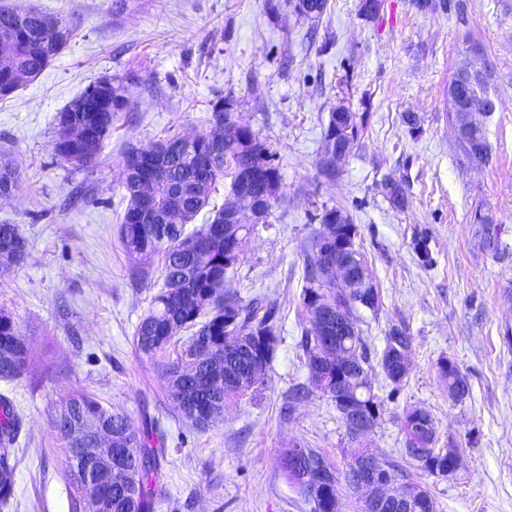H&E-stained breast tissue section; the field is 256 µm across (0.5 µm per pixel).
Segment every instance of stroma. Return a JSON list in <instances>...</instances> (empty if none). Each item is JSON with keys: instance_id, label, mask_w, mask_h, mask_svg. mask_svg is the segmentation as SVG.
I'll return each instance as SVG.
<instances>
[{"instance_id": "35a3bbf8", "label": "stroma", "mask_w": 512, "mask_h": 512, "mask_svg": "<svg viewBox=\"0 0 512 512\" xmlns=\"http://www.w3.org/2000/svg\"><path fill=\"white\" fill-rule=\"evenodd\" d=\"M435 3L421 11L412 0H383L366 18L360 0H328L311 21L287 0H135L119 15L112 0H0L74 24L40 75L0 100V163L21 177L19 191L0 200V224L16 225L29 242L26 262L0 277V308L28 337L32 357L25 377L0 380V396L22 417L14 490L0 512H69L53 419L79 389L133 426L143 411L154 415L165 450L155 512H312L283 474L284 450L308 440L341 470L353 445L329 398L311 397L286 417L280 407L308 377L298 347L310 326L303 257L331 208L356 224L380 293L376 311H358L373 358L391 326L413 338L396 400L382 369L371 374L386 402L365 447L399 455L403 413L426 409L438 447L461 454L452 479L413 473L435 512H512V0ZM475 50L493 71L497 100L495 112L475 116L491 147L483 164L462 157L446 106L454 73ZM99 80L123 83L132 106L115 118L96 163L80 168L54 154L56 115ZM217 104L269 146L279 168L269 224L247 238L225 288L276 304L282 341L266 386L200 431L176 416L166 380L133 348L163 281L156 266L133 275L118 228L125 152L207 131ZM339 105L365 115L366 131L329 180L317 162ZM388 178L404 204L385 192ZM478 213L493 217L496 242ZM423 237L430 267L414 251ZM444 357L469 380L464 401L438 375Z\"/></svg>"}]
</instances>
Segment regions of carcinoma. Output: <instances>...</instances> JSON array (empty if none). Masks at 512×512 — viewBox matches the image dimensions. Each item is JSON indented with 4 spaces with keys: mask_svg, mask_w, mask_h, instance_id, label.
I'll use <instances>...</instances> for the list:
<instances>
[{
    "mask_svg": "<svg viewBox=\"0 0 512 512\" xmlns=\"http://www.w3.org/2000/svg\"><path fill=\"white\" fill-rule=\"evenodd\" d=\"M293 10L298 15L315 19L327 9V0H293ZM10 8L0 7V100L9 98L25 81L35 79L64 48L73 32V22L62 16L45 14L38 10L21 19H14L11 28L3 26L4 16ZM89 84L81 94L58 113L59 123L67 122L78 133L62 151L55 155L70 164L86 166L92 163L104 138L112 131L116 114L130 108V98L120 82L110 83L112 111L84 112L78 103L84 101ZM211 130L194 136V152L190 156L161 151L153 155L152 166L168 172L171 178H189L196 181L195 192L179 203L182 220L166 225L163 233L156 231L154 224H132L129 218L150 186L144 183L140 168L131 163L132 151H127L123 161L124 189L127 206L119 225V240L131 268H141L160 259L163 286L152 297L151 306L138 322L133 336L134 349L139 357L153 363L169 383L170 398L174 411L184 421L204 430L224 417V407L265 385L267 371L276 348L281 342L277 326V308L273 304L263 306L255 301L245 303L242 298L224 290V280L235 270L239 256L224 248V225L227 224V205L210 206L212 195L224 183L227 197L238 191L237 176L248 164L268 167V177L244 193L241 203L259 211L262 223H269L272 209L278 201L281 181L279 170L271 165L270 149L255 133H249L247 142L230 134L233 125L231 114L222 107L213 108L209 119ZM363 130L355 113L349 111L340 118V123L328 122L324 131V143L341 141L346 137L355 142ZM455 140L465 158L471 162L490 158V148L483 128L469 131L466 135L455 134ZM220 144L221 152L211 156V146ZM211 208L205 224L192 230L193 223L205 208ZM29 253L28 240L14 224H0V275L21 265ZM343 256L337 254L332 263H327L313 241L304 259L306 286L302 293V304L311 316H316L319 298L328 294L340 303L345 313L351 316L348 326L332 333L331 341L316 330L306 331L300 339L309 369L308 382L298 383L291 390L288 403H301L319 393L336 405L341 413L349 440L358 437L352 433L346 415L343 414L341 389L345 382L349 388L363 398L362 419L371 427L379 424L384 400L372 393L371 348L357 325L355 312L358 307L376 310L380 303L377 288H359L340 271ZM186 332L188 336L174 352L170 348L177 344L176 337ZM209 347L222 357L218 367L204 366L197 374L185 371V365L196 356L199 345ZM266 348V361L253 366V359L261 348ZM412 336L406 330L392 327L385 336V346L378 361L386 379L391 384L387 399L399 395L405 375L394 363L400 349L411 350ZM31 364L26 337L20 333L13 317L0 310V380L13 381L24 377ZM440 378L455 392L454 400L462 401L470 396V385L457 365L449 358L437 363ZM96 418L111 434L107 447L123 446L140 450L141 456L129 454L122 467L123 482L104 486L84 482L76 478L71 465V454L64 455L62 467L67 473L72 491L70 512H95L100 492L110 494V512H154L161 491V459L164 448L153 433L148 421H143L139 430L134 429L128 417L106 406L93 394L84 390L72 392L61 404L54 420V429L64 447L71 448L70 435L80 428L83 419ZM21 427V418L10 402L0 398V501L8 500L13 492L14 473L17 461L11 447ZM404 435L403 454L392 458L383 453L376 454L386 477L395 488L403 489L411 480L408 464L415 463L422 472L435 477L448 474V455L435 454L425 460L417 457L415 449L425 447L420 434L401 421ZM360 450H355L345 469L335 473L332 483L323 498H308L313 512H333L336 507L337 485L345 483L355 487ZM324 461L319 449L302 439L288 449L282 467L288 481L298 490H303L295 480L291 466L307 470ZM359 512H398L395 498L388 496L379 501L359 505Z\"/></svg>",
    "mask_w": 512,
    "mask_h": 512,
    "instance_id": "carcinoma-1",
    "label": "carcinoma"
}]
</instances>
